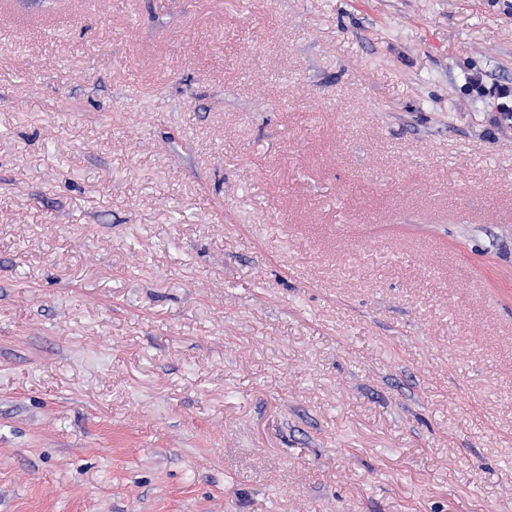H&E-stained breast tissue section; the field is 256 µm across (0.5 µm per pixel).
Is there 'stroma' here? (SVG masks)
<instances>
[{"instance_id": "obj_1", "label": "stroma", "mask_w": 512, "mask_h": 512, "mask_svg": "<svg viewBox=\"0 0 512 512\" xmlns=\"http://www.w3.org/2000/svg\"><path fill=\"white\" fill-rule=\"evenodd\" d=\"M512 0H0V512H512Z\"/></svg>"}]
</instances>
